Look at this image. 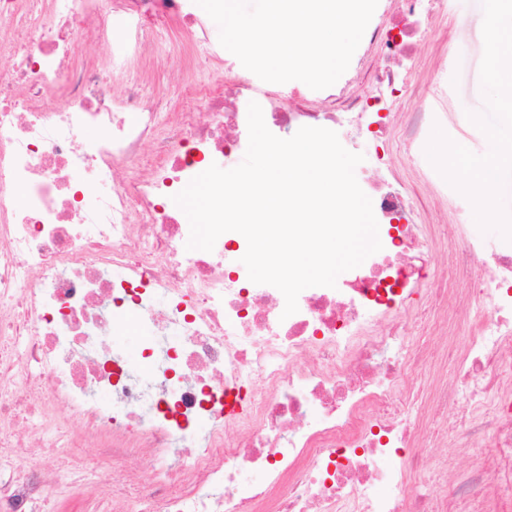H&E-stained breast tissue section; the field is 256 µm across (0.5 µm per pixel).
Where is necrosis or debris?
Returning <instances> with one entry per match:
<instances>
[{
	"label": "necrosis or debris",
	"mask_w": 512,
	"mask_h": 512,
	"mask_svg": "<svg viewBox=\"0 0 512 512\" xmlns=\"http://www.w3.org/2000/svg\"><path fill=\"white\" fill-rule=\"evenodd\" d=\"M418 2L378 0L338 81L284 100L247 78L141 90L171 22L196 68L223 69L195 0H0V512H512V226L500 247L417 224L416 180L388 162L390 130L412 154L438 118L395 94ZM251 101L276 136L340 128L378 159L356 179L381 250L289 316L223 250H187L173 201L235 167ZM117 315L148 331L143 372L108 339Z\"/></svg>",
	"instance_id": "4bbe7bcc"
}]
</instances>
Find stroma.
Here are the masks:
<instances>
[{"mask_svg":"<svg viewBox=\"0 0 512 512\" xmlns=\"http://www.w3.org/2000/svg\"><path fill=\"white\" fill-rule=\"evenodd\" d=\"M485 39L484 0H448L446 9L427 26L403 70L407 107L415 108L423 96L438 92L440 108L448 118L434 124L432 134L462 143L473 158L484 154L485 133L498 124L492 107L494 93L486 76ZM191 52L185 36L176 27H167L144 67L146 92L173 95L172 78L182 73ZM418 221L466 224L490 243L498 241V222L484 219L463 195L449 197L447 207L421 211Z\"/></svg>","mask_w":512,"mask_h":512,"instance_id":"obj_1","label":"stroma"}]
</instances>
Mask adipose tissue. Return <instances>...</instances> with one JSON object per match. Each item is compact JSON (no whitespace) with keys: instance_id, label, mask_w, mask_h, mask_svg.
I'll return each mask as SVG.
<instances>
[{"instance_id":"1","label":"adipose tissue","mask_w":512,"mask_h":512,"mask_svg":"<svg viewBox=\"0 0 512 512\" xmlns=\"http://www.w3.org/2000/svg\"><path fill=\"white\" fill-rule=\"evenodd\" d=\"M487 75L500 91L497 106L500 128L490 131L486 151L468 158L460 144L434 140L426 154L428 163L448 167L462 162L469 173V186L480 194L479 204L486 216H493L491 199L501 184V164L512 155V90L501 88L500 75L512 68V0H486Z\"/></svg>"}]
</instances>
